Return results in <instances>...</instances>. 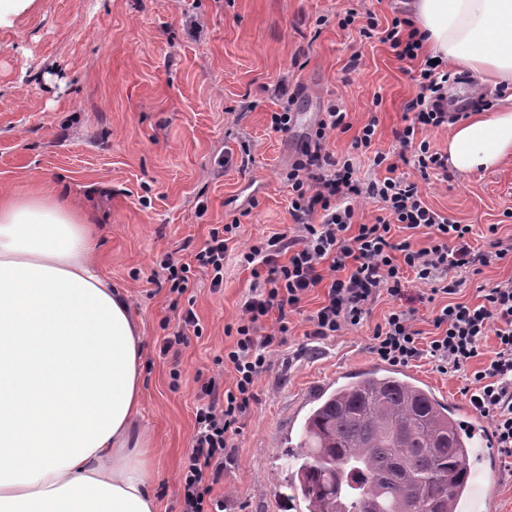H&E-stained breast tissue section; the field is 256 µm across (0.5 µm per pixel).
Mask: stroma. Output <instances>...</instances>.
<instances>
[{
    "instance_id": "obj_1",
    "label": "stroma",
    "mask_w": 512,
    "mask_h": 512,
    "mask_svg": "<svg viewBox=\"0 0 512 512\" xmlns=\"http://www.w3.org/2000/svg\"><path fill=\"white\" fill-rule=\"evenodd\" d=\"M351 8L382 22L404 13L400 0H35L0 29V191L46 188L97 227L94 262L127 293L144 338L136 422L158 452V512H171L180 492L198 386L219 373L233 383L218 365L232 343L224 330L238 322L254 283L250 268L231 260L221 291L195 266L180 295L161 258H189L212 228L232 222L239 251L289 229L284 175L332 100L348 107V130L327 143L336 157L350 153L372 119L374 150H399L394 133L418 64L379 40L362 41L356 27H339ZM357 50L362 60L348 69ZM279 84L294 95L287 133L270 127ZM396 174L419 182L434 209L472 225V246L485 245L491 224L512 243V156L469 176L425 180L404 164ZM457 278V300L478 303L479 287L512 279V255ZM322 296L311 292L290 314L285 345L255 383L215 488L224 512H306L289 496L297 469L290 452L311 396L376 362L373 331L392 301L379 299L362 324L313 354L307 317ZM189 302L201 336L162 352ZM490 458L494 469L473 482L497 484V512H512V457L495 449Z\"/></svg>"
}]
</instances>
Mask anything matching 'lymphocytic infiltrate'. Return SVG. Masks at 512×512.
<instances>
[{"label":"lymphocytic infiltrate","instance_id":"f902f5d3","mask_svg":"<svg viewBox=\"0 0 512 512\" xmlns=\"http://www.w3.org/2000/svg\"><path fill=\"white\" fill-rule=\"evenodd\" d=\"M356 17L355 10H348L339 24L358 25L360 37L389 44L398 59L417 58L421 44L406 32L403 20L393 19L384 27L376 17L366 16L361 25ZM415 85L396 138L401 149L411 150L421 176L447 174V155L431 150L418 135L448 124V74L428 60ZM346 117L341 105L330 103L285 176L290 231L273 233L240 254L258 282L242 306L235 342L224 352L234 384L221 388L212 376L197 390L199 406L191 450L181 466L178 512H224V499L214 488L224 478V461L231 455L232 437L253 398L255 381L267 370L272 352L283 346L289 313L300 310L303 299L318 287L324 296L308 317L311 342L325 343L360 325L380 297L390 298L393 306L373 333V354L395 366L425 360L439 373L462 377V395L475 411L490 417L497 448L512 456V280L484 289L483 301L476 305L452 299L458 270L480 272L511 255L512 244L497 238L492 224L486 248L472 247V226L429 206L417 183L396 176L397 166L386 153L373 152L374 166L385 168L386 177L362 181L352 159H336L325 147L330 135L347 129ZM360 199L380 204L382 213L373 223L354 225V204ZM396 227L426 230L429 246L416 249L410 239H395ZM236 230L233 224L212 228L194 263L166 257L161 267L172 291L186 290L195 263L209 271L211 288H223L224 263ZM440 294L451 301L433 315L435 334L427 339L414 327V305L433 302ZM268 320L271 331L261 333ZM490 335L496 339L490 358L473 368Z\"/></svg>","mask_w":512,"mask_h":512}]
</instances>
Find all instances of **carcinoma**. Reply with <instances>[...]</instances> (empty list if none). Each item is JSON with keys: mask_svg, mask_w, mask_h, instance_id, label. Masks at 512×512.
<instances>
[{"mask_svg": "<svg viewBox=\"0 0 512 512\" xmlns=\"http://www.w3.org/2000/svg\"><path fill=\"white\" fill-rule=\"evenodd\" d=\"M468 425L407 375L355 374L311 408L293 457L291 490L306 512H456L473 473Z\"/></svg>", "mask_w": 512, "mask_h": 512, "instance_id": "cac0c4a2", "label": "carcinoma"}]
</instances>
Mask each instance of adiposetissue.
<instances>
[{
    "instance_id": "ef3b65f1",
    "label": "adipose tissue",
    "mask_w": 512,
    "mask_h": 512,
    "mask_svg": "<svg viewBox=\"0 0 512 512\" xmlns=\"http://www.w3.org/2000/svg\"><path fill=\"white\" fill-rule=\"evenodd\" d=\"M417 35L503 105L457 121L460 173L512 154V0H414ZM83 212L44 190L0 196V512H157L154 451L134 436L144 340L91 260Z\"/></svg>"
}]
</instances>
